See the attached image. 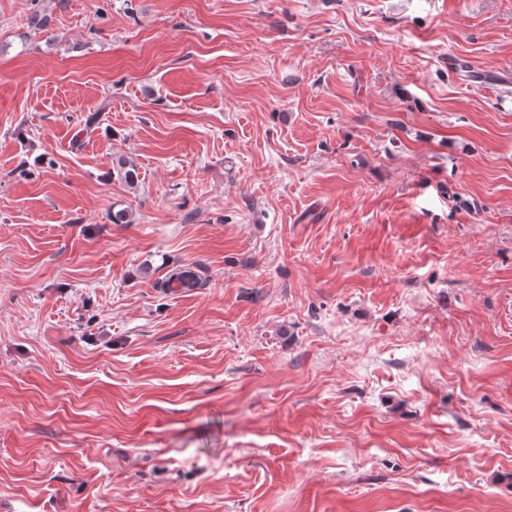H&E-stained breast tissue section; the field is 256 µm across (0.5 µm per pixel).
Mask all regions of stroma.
<instances>
[{"instance_id":"obj_1","label":"stroma","mask_w":512,"mask_h":512,"mask_svg":"<svg viewBox=\"0 0 512 512\" xmlns=\"http://www.w3.org/2000/svg\"><path fill=\"white\" fill-rule=\"evenodd\" d=\"M0 512H512V0H0Z\"/></svg>"}]
</instances>
